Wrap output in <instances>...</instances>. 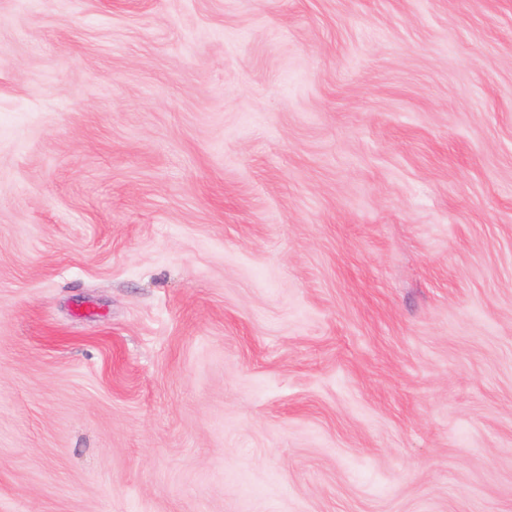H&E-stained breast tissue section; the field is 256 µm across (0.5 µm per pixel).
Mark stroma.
Instances as JSON below:
<instances>
[{"label": "stroma", "instance_id": "stroma-1", "mask_svg": "<svg viewBox=\"0 0 512 512\" xmlns=\"http://www.w3.org/2000/svg\"><path fill=\"white\" fill-rule=\"evenodd\" d=\"M0 512H512V0H0Z\"/></svg>", "mask_w": 512, "mask_h": 512}]
</instances>
